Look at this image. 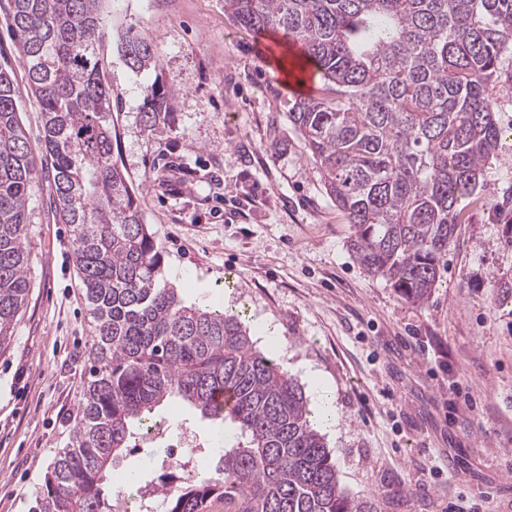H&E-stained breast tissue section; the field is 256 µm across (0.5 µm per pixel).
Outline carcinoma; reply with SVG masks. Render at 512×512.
<instances>
[{"mask_svg": "<svg viewBox=\"0 0 512 512\" xmlns=\"http://www.w3.org/2000/svg\"><path fill=\"white\" fill-rule=\"evenodd\" d=\"M10 2L43 113L44 171L58 220L72 228L93 323L80 417L32 512H110L107 470L173 400L231 423L248 442L224 451L212 471L194 469L173 493L158 489L166 512H209L215 500L224 512H370L341 490L303 388L254 349L245 319L215 303L187 305L162 284L160 247L112 161L103 0ZM224 11L246 29L300 44L323 85L293 104L288 122L352 224L351 250L403 298L427 301L458 202L480 189L503 134L494 88L512 49V0H224ZM116 44L132 70L154 62L153 44L129 30ZM169 99L160 86L145 88L146 127ZM35 171L15 81L1 68L0 348L30 288L26 201Z\"/></svg>", "mask_w": 512, "mask_h": 512, "instance_id": "1", "label": "carcinoma"}]
</instances>
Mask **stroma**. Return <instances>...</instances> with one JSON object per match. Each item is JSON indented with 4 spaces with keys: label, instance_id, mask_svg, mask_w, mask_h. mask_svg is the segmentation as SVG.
Wrapping results in <instances>:
<instances>
[{
    "label": "stroma",
    "instance_id": "obj_1",
    "mask_svg": "<svg viewBox=\"0 0 512 512\" xmlns=\"http://www.w3.org/2000/svg\"><path fill=\"white\" fill-rule=\"evenodd\" d=\"M0 0V67L13 71L32 146L43 120ZM103 72L112 90V158L162 248L164 280L186 303L245 310L278 338L269 354L308 386L332 389L339 422L325 442L341 489L377 512H448L465 492L478 512H512V135L461 199L441 280L424 304L368 274L353 229L326 193L288 121L296 94L263 62L261 38L224 0H107ZM155 46L135 72L112 33ZM161 83L170 110L142 121L143 90ZM191 172L195 190L168 182ZM30 288L0 349V512H30L55 452L71 436L89 377L93 328L68 225L37 172L27 199ZM165 443L138 442L115 474L156 478ZM113 478L104 484L113 495Z\"/></svg>",
    "mask_w": 512,
    "mask_h": 512
}]
</instances>
